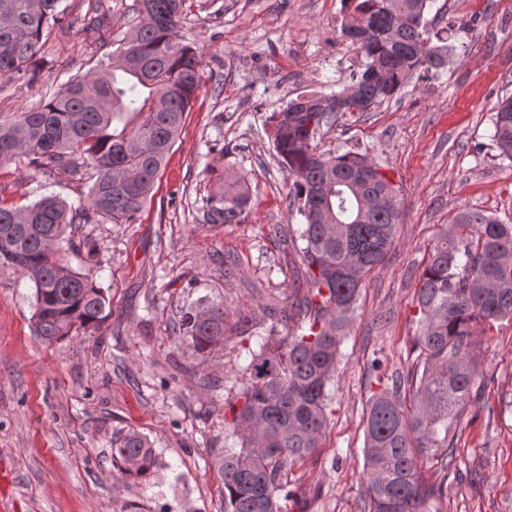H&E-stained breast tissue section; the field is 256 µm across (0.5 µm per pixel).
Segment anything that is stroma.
I'll list each match as a JSON object with an SVG mask.
<instances>
[{
	"label": "stroma",
	"instance_id": "1",
	"mask_svg": "<svg viewBox=\"0 0 512 512\" xmlns=\"http://www.w3.org/2000/svg\"><path fill=\"white\" fill-rule=\"evenodd\" d=\"M134 0H61L67 16L46 36L38 76L0 81V113L38 104L96 69L130 30ZM341 0H187L180 34L200 54L203 81L181 134L134 223L80 225L94 246L107 297L93 332L49 344L35 333L31 282L0 268V495L16 512H224L214 455L238 445L224 402L262 337L301 323L306 292L296 253L302 222L264 121L291 100L351 84L364 60L341 32ZM430 32L448 62L413 78L389 103L323 128V152L367 151L399 190L402 220L382 267L362 283L327 410L322 445L288 478L295 512H363V413L385 376L415 355L414 303L436 233L471 208L512 224V160L492 141L493 117L512 96V0H434ZM246 175L241 224H208L217 179ZM90 182L64 169L0 170V200L25 206L57 194L78 203ZM223 302L230 324L247 314L252 337L229 332L199 359L175 333L182 307ZM476 398L452 428L439 512H512V317L486 327L476 349ZM148 438L154 477L123 476L113 448Z\"/></svg>",
	"mask_w": 512,
	"mask_h": 512
}]
</instances>
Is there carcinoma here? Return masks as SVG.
<instances>
[{
    "label": "carcinoma",
    "instance_id": "cac0c4a2",
    "mask_svg": "<svg viewBox=\"0 0 512 512\" xmlns=\"http://www.w3.org/2000/svg\"><path fill=\"white\" fill-rule=\"evenodd\" d=\"M60 0H0V79L35 77L45 31L59 22ZM186 0H136L139 24L101 68L70 82L37 106L0 115V167L24 162L77 174L95 168L86 202L74 206L48 195L20 208L0 202V267L28 278L35 288L38 336L48 343L98 328L106 296L90 273L63 264L62 243L73 245L77 224L106 218L130 224L153 190L200 90L201 57L182 42ZM342 34L366 60L352 83L369 108L393 99L416 73L434 74L447 51L431 44L426 11L431 0H342ZM297 99L268 117L270 139L293 180L305 223L299 257L308 267V295L298 312L309 318L301 333L262 339L250 351L224 424L240 448L214 460L224 484V512H290L296 494L288 469L320 446L327 426L328 391L336 373L343 331L359 287L394 246L401 210L391 180L378 178L368 153L317 151L329 120L308 129L313 113ZM493 142L512 160V99L494 118ZM366 180H361V177ZM363 181L378 200L363 224H338L351 206L346 182ZM251 202L246 180L231 176L207 200L208 224H241ZM477 236L470 247L466 233ZM416 305L415 367L407 378L372 393L364 418V478L368 512H428L442 488L424 480L419 462L448 470L449 435L473 397L480 376L474 337L485 325L512 316V224L480 210L461 209L437 233L420 276ZM224 303L199 301L182 312L178 333L200 356L225 340ZM415 389L412 405L401 391ZM122 473L147 479L156 455L132 432L112 449Z\"/></svg>",
    "mask_w": 512,
    "mask_h": 512
}]
</instances>
